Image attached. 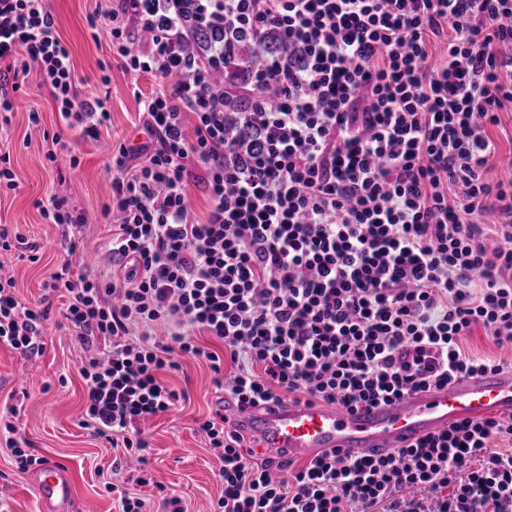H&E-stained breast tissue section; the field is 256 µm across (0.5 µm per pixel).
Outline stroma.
<instances>
[{"label":"stroma","mask_w":512,"mask_h":512,"mask_svg":"<svg viewBox=\"0 0 512 512\" xmlns=\"http://www.w3.org/2000/svg\"><path fill=\"white\" fill-rule=\"evenodd\" d=\"M113 0H51L59 37L70 50L76 91L82 97H104L111 112L110 127L94 138L68 129L58 114L49 88L28 84L13 92L16 107L0 126V155L9 154L17 187H0V222L12 225L28 242L39 247L38 261L22 258L20 250H0V273L16 282L17 297L28 305L47 303L45 346L32 357L23 350L0 343V412L16 408L15 434L0 425V512H39L31 473L19 469L9 448L10 440L38 461L55 459L70 470L74 512H122L121 494L146 501L150 512H172L163 503L170 496L183 512H211L224 491L222 463L209 447L197 423L211 410L223 407L232 414V403L221 400L212 384L206 358L178 357V369L162 379L185 391L186 400L160 414L145 426V472L127 467L113 473L119 449L82 427L86 391L80 374L89 359L103 357L109 344L94 340L80 346L75 329L64 316L68 298L48 288L50 276L64 258L74 267L98 272L105 266L102 249L112 236L113 225L98 223L104 205L112 199L109 173L121 143L145 141L137 125L140 96L160 89L162 80L141 74L131 80L122 62L113 56L104 28L92 27L93 14L111 9ZM109 83H102V76ZM38 112L39 124H31L30 112ZM65 142L80 159L69 170L67 158L51 163L48 155ZM66 195L70 207L89 219L83 230L84 248L68 253L61 225L45 219L37 207L52 193Z\"/></svg>","instance_id":"stroma-1"}]
</instances>
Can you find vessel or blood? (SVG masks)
I'll return each instance as SVG.
<instances>
[{
	"instance_id": "1",
	"label": "vessel or blood",
	"mask_w": 512,
	"mask_h": 512,
	"mask_svg": "<svg viewBox=\"0 0 512 512\" xmlns=\"http://www.w3.org/2000/svg\"><path fill=\"white\" fill-rule=\"evenodd\" d=\"M512 415V372L461 377L440 388L352 411L309 401H285L250 408L233 421L258 443V453L310 460L333 452L380 457L395 448L463 421ZM39 512H69L72 484L55 460L34 475Z\"/></svg>"
}]
</instances>
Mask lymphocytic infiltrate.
<instances>
[{
    "label": "lymphocytic infiltrate",
    "mask_w": 512,
    "mask_h": 512,
    "mask_svg": "<svg viewBox=\"0 0 512 512\" xmlns=\"http://www.w3.org/2000/svg\"><path fill=\"white\" fill-rule=\"evenodd\" d=\"M217 35L196 56L174 0H116L105 16L127 74L164 84L141 100L148 136L120 144L110 274L51 276L77 338L110 340L81 375L83 424L144 450L142 423L182 395L172 353L206 357L238 409L298 394L340 410L452 379L512 371L462 347L482 328L512 349V159L490 127L512 106V0H194ZM288 42L269 54L265 37ZM442 44L432 53V40ZM224 72L212 81L213 65ZM69 129L111 115L80 98L47 0H0V112L28 81ZM252 111L235 112V99ZM195 124L186 127V115ZM208 202L197 217L190 183ZM45 219L68 252L87 224L65 196ZM0 275V343L37 355L47 310ZM205 334L225 347L206 350ZM232 371H225V362ZM223 467L213 512H512V419L464 422L376 458L333 453L290 470L248 462L223 410L199 422Z\"/></svg>",
    "instance_id": "obj_1"
}]
</instances>
